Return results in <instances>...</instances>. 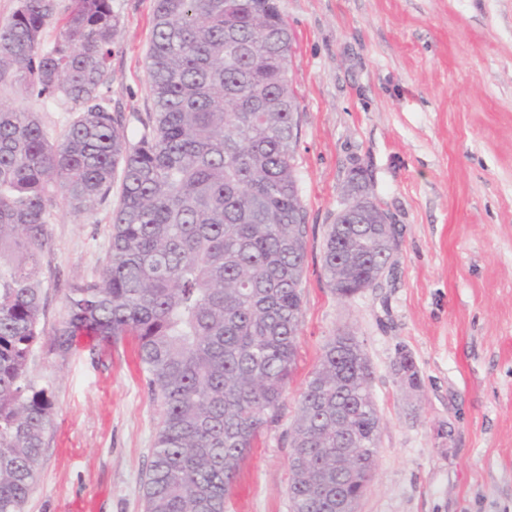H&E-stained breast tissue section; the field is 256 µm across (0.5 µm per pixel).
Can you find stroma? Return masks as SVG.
<instances>
[{
  "instance_id": "1",
  "label": "stroma",
  "mask_w": 512,
  "mask_h": 512,
  "mask_svg": "<svg viewBox=\"0 0 512 512\" xmlns=\"http://www.w3.org/2000/svg\"><path fill=\"white\" fill-rule=\"evenodd\" d=\"M293 33L296 167L307 225L303 319L280 412L252 448L227 512H289V436L332 336H354L381 418L358 512H512V0H278ZM120 27L109 95L138 140L152 110L146 53L155 0H112ZM50 141L74 115L0 85ZM396 231L376 287L339 299L325 235L353 163ZM111 210L58 207L39 255L46 337L31 361L54 400L25 512H144L159 406L135 345L51 337L68 285L99 276ZM417 387L403 384L400 354Z\"/></svg>"
}]
</instances>
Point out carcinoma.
<instances>
[{
    "label": "carcinoma",
    "mask_w": 512,
    "mask_h": 512,
    "mask_svg": "<svg viewBox=\"0 0 512 512\" xmlns=\"http://www.w3.org/2000/svg\"><path fill=\"white\" fill-rule=\"evenodd\" d=\"M17 0L0 26V85L77 112L49 143L40 116L0 105V512H25L37 483L52 395L29 360L45 335L38 253L63 203L84 216L112 196L99 277L65 289L54 345L134 338L161 408L143 481L144 512H224L262 429L277 417L303 316L307 228L295 164L300 105L289 77L293 34L277 0H156L148 51L155 111L131 141L107 95L119 16L112 0ZM342 195L380 213L363 167ZM374 224H332L328 286L348 299L376 287L392 247ZM380 416L359 344L335 336L298 401L291 449L307 455L291 512H335L354 437L370 481Z\"/></svg>",
    "instance_id": "cac0c4a2"
}]
</instances>
